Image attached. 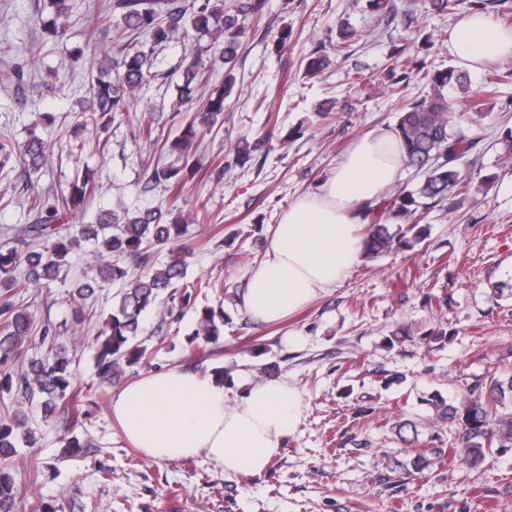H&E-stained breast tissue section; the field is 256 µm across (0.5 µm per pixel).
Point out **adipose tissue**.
<instances>
[{"label": "adipose tissue", "instance_id": "1", "mask_svg": "<svg viewBox=\"0 0 512 512\" xmlns=\"http://www.w3.org/2000/svg\"><path fill=\"white\" fill-rule=\"evenodd\" d=\"M448 51L460 67L474 69L512 56V31L470 14ZM401 168L395 135L371 130L348 145L314 190L296 198L271 226L266 256L242 296L256 323L288 318L354 269L362 210L386 195ZM300 417L287 383L270 380L231 397L213 378L180 368L144 375L112 399V419L130 447L156 460L202 455L231 479L264 472Z\"/></svg>", "mask_w": 512, "mask_h": 512}]
</instances>
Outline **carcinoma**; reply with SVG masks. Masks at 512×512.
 <instances>
[{
    "label": "carcinoma",
    "mask_w": 512,
    "mask_h": 512,
    "mask_svg": "<svg viewBox=\"0 0 512 512\" xmlns=\"http://www.w3.org/2000/svg\"><path fill=\"white\" fill-rule=\"evenodd\" d=\"M76 8L75 0H44L43 12L35 19L41 34L54 39L66 35L70 18ZM253 0H243L229 13L211 4V0H115L113 9L120 11L121 34L136 33L148 36L151 44L168 41L177 32L188 35L186 19H191L198 35L212 33L223 38L220 55L213 64L227 66L224 87L212 94L204 108L193 112L187 104L203 74L201 54L191 56L182 66V80L176 84L178 98L173 109L183 110L186 116L181 130L173 139L160 144L163 155L176 154L178 162L166 163L158 159L149 176L151 188L162 186L178 191L187 174L195 168L190 151L204 132L216 126L224 112V102L235 86L232 73L238 55L240 40L245 34L242 17L259 11ZM475 10L493 15L512 29V0H477ZM147 44L126 40L120 46L119 56L110 58V66L91 78L87 121L95 126H106L118 112L128 109L130 95L139 87L156 80L151 53ZM504 82H512V71L493 70L487 73L482 93L473 94L460 103L468 111L470 125L454 123L452 106L446 90L450 87L467 89V73L450 67L432 74L430 90L403 105L396 124V136L402 148L403 162L421 173L420 182L412 189H399L385 201L365 207L366 220L361 236L362 257L372 259L394 251L412 250L428 236L429 226L421 223L423 211L448 200V194H468L475 189L472 180L461 177L458 162L480 141L478 129L487 116L486 101L495 95V89ZM39 125L29 130L22 149L8 137L0 138V175L7 176L23 163L29 174L38 173L51 151V144L38 132ZM94 185L86 174L76 175L68 195L62 198V207L38 195L30 201L38 213L36 222L22 227L15 240L21 246H0V280L11 279L21 271L34 288H42L57 281L70 268L72 252L81 242L92 240L98 245V255L130 258L135 265L145 262L153 245L174 244L182 240L186 225L171 217L172 210L160 206L119 214L105 210L93 224H80L73 229L57 223L63 209L76 217L82 212ZM113 228L115 232L105 234ZM42 244L32 247L29 241ZM190 251L179 246L175 257L163 267L145 274L134 275L131 267L118 262L100 263L73 280L69 292L74 304V322L84 321L82 303L94 298L106 284H116L112 297V312L105 328L95 337L94 365L100 386L119 382L125 369L146 363L148 347L140 339L141 317L163 297H173L172 290L184 278ZM224 328V309L204 308L189 344L209 343ZM34 329L33 316L12 301L0 302V393H15L14 403L0 411V512H19L15 483L5 467L16 461L17 442H33V430L28 416L18 404L37 401L43 416L49 419L59 407L70 414L71 427L82 423L88 411L83 409L82 388L71 369L69 350L51 334L50 327L42 330L41 345L46 354L29 358L21 372L12 369L18 349ZM512 404V373L505 379L491 376L490 380H476L467 385V394L457 405L435 400L441 417L459 425L457 437L448 449L433 451L438 462H460L477 468L486 456L503 448L512 450V412L506 413V403Z\"/></svg>",
    "instance_id": "carcinoma-1"
}]
</instances>
